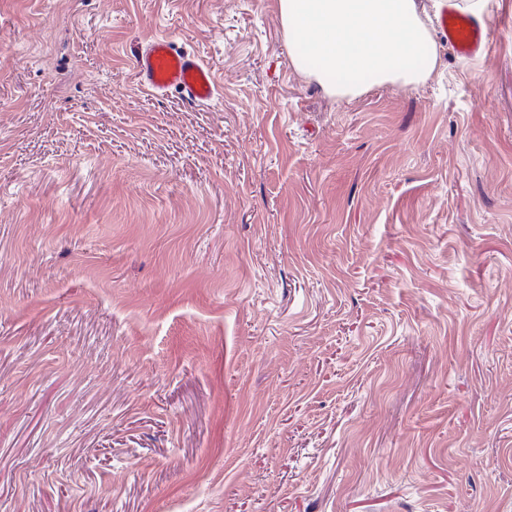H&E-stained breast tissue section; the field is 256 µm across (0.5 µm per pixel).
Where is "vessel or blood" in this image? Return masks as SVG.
Returning <instances> with one entry per match:
<instances>
[{"label":"vessel or blood","instance_id":"obj_1","mask_svg":"<svg viewBox=\"0 0 512 512\" xmlns=\"http://www.w3.org/2000/svg\"><path fill=\"white\" fill-rule=\"evenodd\" d=\"M440 31L460 58L481 57L491 50L487 23L456 9L443 11ZM134 68L139 85L158 99L173 95L184 105L198 106L218 93L212 70L194 52L167 36L146 40L135 57Z\"/></svg>","mask_w":512,"mask_h":512}]
</instances>
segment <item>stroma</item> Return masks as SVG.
<instances>
[{"label": "stroma", "mask_w": 512, "mask_h": 512, "mask_svg": "<svg viewBox=\"0 0 512 512\" xmlns=\"http://www.w3.org/2000/svg\"><path fill=\"white\" fill-rule=\"evenodd\" d=\"M326 93L277 0H0V512H512V0ZM166 34L215 74L137 82ZM440 31L453 53L463 59L487 55L491 50L490 28L485 21L445 8L440 17ZM134 68L139 85L158 99L175 95L186 106H199L218 93L212 70L167 36L146 40Z\"/></svg>", "instance_id": "35a3bbf8"}]
</instances>
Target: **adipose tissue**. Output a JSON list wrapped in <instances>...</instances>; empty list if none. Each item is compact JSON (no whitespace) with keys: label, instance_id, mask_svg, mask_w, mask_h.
<instances>
[{"label":"adipose tissue","instance_id":"adipose-tissue-1","mask_svg":"<svg viewBox=\"0 0 512 512\" xmlns=\"http://www.w3.org/2000/svg\"><path fill=\"white\" fill-rule=\"evenodd\" d=\"M292 61L329 94L387 82L412 86L437 66L429 15L418 0H278Z\"/></svg>","mask_w":512,"mask_h":512}]
</instances>
